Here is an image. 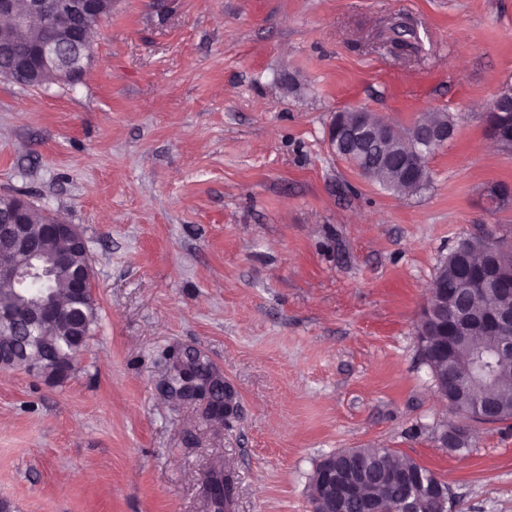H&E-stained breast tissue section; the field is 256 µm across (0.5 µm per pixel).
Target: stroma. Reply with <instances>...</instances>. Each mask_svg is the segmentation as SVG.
Wrapping results in <instances>:
<instances>
[{"label": "stroma", "mask_w": 512, "mask_h": 512, "mask_svg": "<svg viewBox=\"0 0 512 512\" xmlns=\"http://www.w3.org/2000/svg\"><path fill=\"white\" fill-rule=\"evenodd\" d=\"M73 84L0 79V195L76 225L98 321L52 384L0 370L11 512H311L316 464L385 446L432 470L450 512H512V421L469 422L417 341L457 241L512 246V151L487 116L512 85V0H112ZM416 35L394 48L396 27ZM455 123L402 195L336 156V113ZM197 351L233 391L209 420L172 393ZM468 430V448L440 446Z\"/></svg>", "instance_id": "stroma-1"}]
</instances>
